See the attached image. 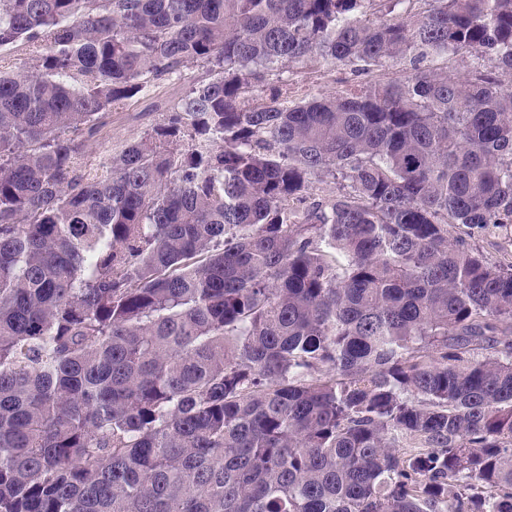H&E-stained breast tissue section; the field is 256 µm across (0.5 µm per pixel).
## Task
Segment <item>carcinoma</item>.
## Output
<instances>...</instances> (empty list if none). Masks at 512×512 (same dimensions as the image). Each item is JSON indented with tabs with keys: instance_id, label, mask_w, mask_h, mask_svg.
Listing matches in <instances>:
<instances>
[{
	"instance_id": "cac0c4a2",
	"label": "carcinoma",
	"mask_w": 512,
	"mask_h": 512,
	"mask_svg": "<svg viewBox=\"0 0 512 512\" xmlns=\"http://www.w3.org/2000/svg\"><path fill=\"white\" fill-rule=\"evenodd\" d=\"M428 2L0 0V512H512V89L421 66L512 71V0ZM349 64H326L310 60L290 63L284 74L288 78V98L299 101L308 99L316 91L332 94L346 87H354L367 77L354 71ZM209 66L199 62L187 64L177 76L157 82L155 87L122 108L112 112L107 118L105 136L87 139L78 134V141H85L84 152L94 161L107 154L119 151L129 142L144 136L163 122L168 108L184 97L192 87L214 78ZM480 244L484 254L491 261H512V242H509L507 239H488Z\"/></svg>"
}]
</instances>
